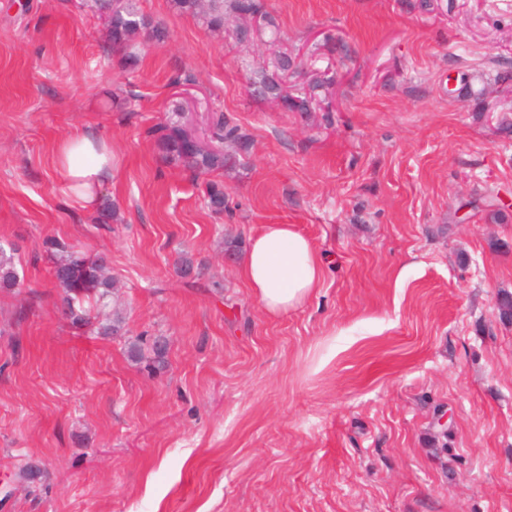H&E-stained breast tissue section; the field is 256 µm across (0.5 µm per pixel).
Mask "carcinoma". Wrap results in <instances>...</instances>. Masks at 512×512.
I'll use <instances>...</instances> for the list:
<instances>
[{"mask_svg": "<svg viewBox=\"0 0 512 512\" xmlns=\"http://www.w3.org/2000/svg\"><path fill=\"white\" fill-rule=\"evenodd\" d=\"M87 7L99 12L108 19V32L112 49L134 56L132 48L135 38L147 33L150 41H162L166 37L164 28L154 25L136 6V0H84ZM178 11L201 17L206 26L213 31L224 29L225 16L236 20L235 30L251 26V22L261 20L269 24L265 0H173ZM297 67L288 52L273 51L265 65L250 78V87L262 98H272L286 111L310 112L321 107L326 95L335 83L334 73L315 71L305 81L290 85L288 78L297 74ZM182 111L174 106L166 123L156 129L157 143L165 158L181 164L196 175L211 174L231 169L236 164L235 157L221 150L207 151L198 147L186 126L178 117ZM212 136L237 151L249 148V137L242 128L229 121L224 115L210 118ZM207 198L210 208L216 213L224 212V187L216 182L207 186ZM53 277L62 288V306L65 314L75 324L87 323L91 309L85 307L87 300L93 298L101 306L113 293L115 284L99 259H93L72 251L65 243H53ZM20 285L13 257L6 254L0 246V288L10 290Z\"/></svg>", "mask_w": 512, "mask_h": 512, "instance_id": "carcinoma-1", "label": "carcinoma"}]
</instances>
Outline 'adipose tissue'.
<instances>
[{
  "label": "adipose tissue",
  "instance_id": "adipose-tissue-1",
  "mask_svg": "<svg viewBox=\"0 0 512 512\" xmlns=\"http://www.w3.org/2000/svg\"><path fill=\"white\" fill-rule=\"evenodd\" d=\"M53 154L66 174L70 200L84 210L94 206L99 189L119 168L111 144L93 131L57 141ZM241 274L261 308L282 316L311 298L323 280L324 262L295 225L267 224L251 237Z\"/></svg>",
  "mask_w": 512,
  "mask_h": 512
}]
</instances>
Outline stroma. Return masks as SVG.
Masks as SVG:
<instances>
[{
  "label": "stroma",
  "instance_id": "stroma-1",
  "mask_svg": "<svg viewBox=\"0 0 512 512\" xmlns=\"http://www.w3.org/2000/svg\"><path fill=\"white\" fill-rule=\"evenodd\" d=\"M266 5L274 30L242 48L138 0L169 38L130 63L81 0H0V244L20 278L0 290V512H512V0ZM277 42L334 72L328 111L249 95ZM176 74L196 135L220 110L251 139L224 213L157 147ZM79 130L120 159L104 224L53 160ZM267 224L327 268L280 317L240 272ZM53 239L106 260L124 335L64 314ZM139 336L166 338L165 368L129 358ZM24 464L41 474L20 484Z\"/></svg>",
  "mask_w": 512,
  "mask_h": 512
}]
</instances>
